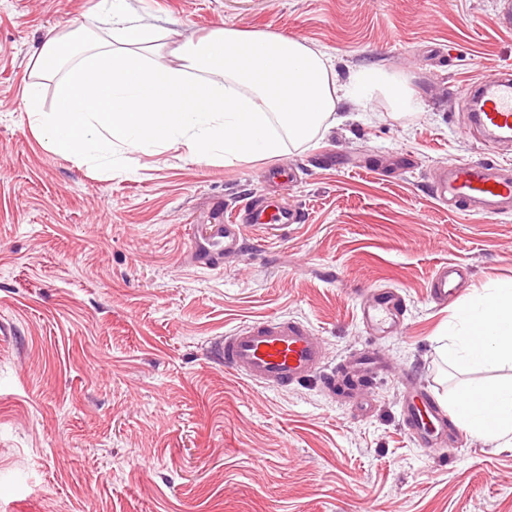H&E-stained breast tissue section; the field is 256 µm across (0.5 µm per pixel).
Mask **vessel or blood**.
<instances>
[{
  "label": "vessel or blood",
  "instance_id": "1",
  "mask_svg": "<svg viewBox=\"0 0 512 512\" xmlns=\"http://www.w3.org/2000/svg\"><path fill=\"white\" fill-rule=\"evenodd\" d=\"M463 94L473 114L484 147L495 148L499 139L512 136V68L503 67L496 81L467 83ZM436 198L469 215L495 216L512 212V170L490 159L470 160L432 176ZM304 221L303 211L264 194L250 196L232 223L210 224L193 237L192 256L209 269L223 265L225 257L238 254L247 238L260 239L291 224ZM467 268L444 263L430 280L433 296L452 299ZM403 314L402 300L391 289H382L372 305L361 311L366 330L387 333ZM224 365L249 383L282 388L321 375L322 351L308 326L287 318H260L240 324L220 344ZM408 430L426 447L447 449L448 421L437 406L406 404Z\"/></svg>",
  "mask_w": 512,
  "mask_h": 512
}]
</instances>
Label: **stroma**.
<instances>
[{
    "mask_svg": "<svg viewBox=\"0 0 512 512\" xmlns=\"http://www.w3.org/2000/svg\"><path fill=\"white\" fill-rule=\"evenodd\" d=\"M98 0H0V512H512V444L449 421L448 453L405 427L406 399L440 409L469 372L439 334L475 290L512 279V213L440 205L434 171L490 156L465 134L461 90L512 64L499 0H126L129 15L183 42L217 28L296 37L340 79L403 76L421 111L374 95L362 117L278 156L204 163L180 145L115 152L111 163L46 149L22 104L54 83L35 62L51 36L98 42L112 22ZM294 170L278 189L304 223L246 240L223 266H196L189 228L212 223ZM468 265L454 299L429 295L433 269ZM397 289L400 332L359 320ZM287 316L323 346L336 383L273 389L226 369L214 350L242 322ZM374 352L370 379L347 362Z\"/></svg>",
    "mask_w": 512,
    "mask_h": 512,
    "instance_id": "stroma-1",
    "label": "stroma"
}]
</instances>
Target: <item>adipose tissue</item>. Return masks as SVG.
<instances>
[{
  "label": "adipose tissue",
  "mask_w": 512,
  "mask_h": 512,
  "mask_svg": "<svg viewBox=\"0 0 512 512\" xmlns=\"http://www.w3.org/2000/svg\"><path fill=\"white\" fill-rule=\"evenodd\" d=\"M122 2L100 0L113 43L67 49L53 37L36 61L55 81L54 106L42 110L35 83L26 85L23 106L51 152L107 159L181 144L196 162L241 160L309 142L342 123L341 103L376 92L396 112L419 109L400 76L373 69L339 80L322 52L294 38L218 28L166 49L162 34L137 23ZM166 50L172 62H161ZM447 339L443 353L456 368L512 361V280L458 306ZM448 406L472 435L497 442L512 434V383L467 386Z\"/></svg>",
  "instance_id": "ef3b65f1"
}]
</instances>
